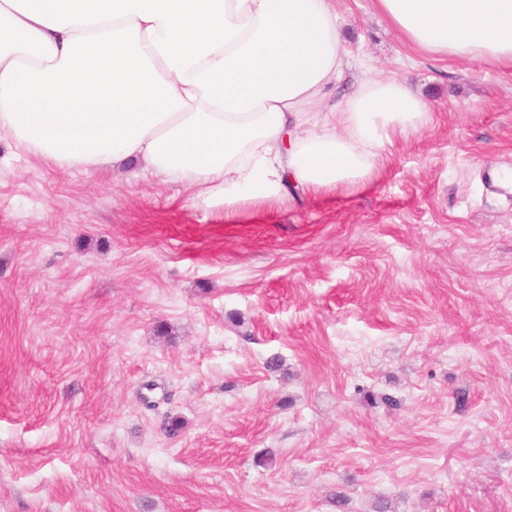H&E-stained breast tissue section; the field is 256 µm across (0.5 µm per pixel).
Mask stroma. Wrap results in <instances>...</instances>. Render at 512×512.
<instances>
[{"label":"stroma","mask_w":512,"mask_h":512,"mask_svg":"<svg viewBox=\"0 0 512 512\" xmlns=\"http://www.w3.org/2000/svg\"><path fill=\"white\" fill-rule=\"evenodd\" d=\"M334 6L431 110L367 182L228 213L0 138V512H512V67Z\"/></svg>","instance_id":"35a3bbf8"}]
</instances>
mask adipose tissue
I'll list each match as a JSON object with an SVG mask.
<instances>
[{
  "instance_id": "1",
  "label": "adipose tissue",
  "mask_w": 512,
  "mask_h": 512,
  "mask_svg": "<svg viewBox=\"0 0 512 512\" xmlns=\"http://www.w3.org/2000/svg\"><path fill=\"white\" fill-rule=\"evenodd\" d=\"M438 58L512 66V0H376ZM331 0H0V132L59 168L144 166L232 207L371 180L428 119L346 80Z\"/></svg>"
}]
</instances>
